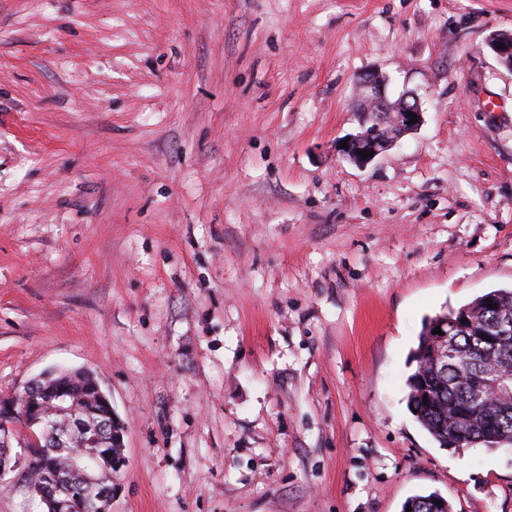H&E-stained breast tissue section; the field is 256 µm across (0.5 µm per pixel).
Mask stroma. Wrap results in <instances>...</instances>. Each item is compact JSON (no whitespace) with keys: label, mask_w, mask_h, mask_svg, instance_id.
Instances as JSON below:
<instances>
[{"label":"stroma","mask_w":512,"mask_h":512,"mask_svg":"<svg viewBox=\"0 0 512 512\" xmlns=\"http://www.w3.org/2000/svg\"><path fill=\"white\" fill-rule=\"evenodd\" d=\"M512 0H0V399L93 371L112 512H512L411 414L426 321L512 288ZM423 123L366 167L358 78ZM498 43H503L502 48H498ZM486 46L503 66L512 71V34L494 33ZM436 501H442L443 506H438ZM407 505H411V512H450L447 500L434 494L419 495L410 498L403 507L406 512Z\"/></svg>","instance_id":"stroma-1"}]
</instances>
